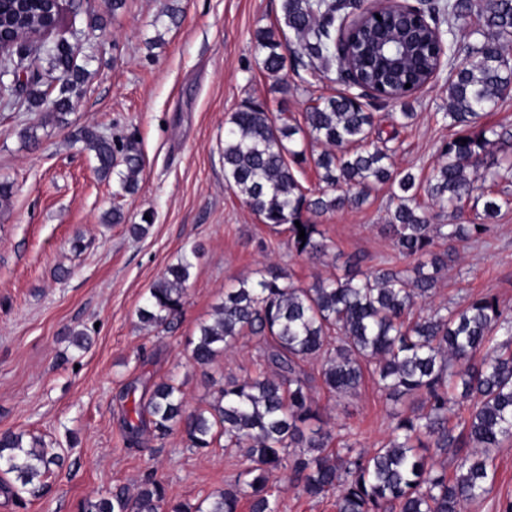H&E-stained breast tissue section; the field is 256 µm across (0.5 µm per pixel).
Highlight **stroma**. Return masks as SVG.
Wrapping results in <instances>:
<instances>
[{
    "instance_id": "1",
    "label": "stroma",
    "mask_w": 512,
    "mask_h": 512,
    "mask_svg": "<svg viewBox=\"0 0 512 512\" xmlns=\"http://www.w3.org/2000/svg\"><path fill=\"white\" fill-rule=\"evenodd\" d=\"M65 22L84 27L99 15L91 76L68 122L39 132L29 145L21 130L33 114L0 107V181L12 183L10 209L0 211V433L42 438L65 456L43 496L27 502L0 488V512H77L80 501L118 490L135 493L152 475L178 501L196 503L233 483L247 461L240 451L214 445L200 453L179 432L165 439L144 435L128 446L123 420L127 386L150 393L168 378L183 381L189 407L208 401L226 378L256 370L255 342L237 346L205 367L192 366L186 344L210 319L225 289L268 271H290L294 283L343 275L350 256L362 271L392 260L384 232L388 187L373 191L362 208L349 206L317 217L331 248L307 260L288 250L286 235L261 224L224 182L225 122L248 99L265 103L273 118H300L312 100L341 92L326 75L299 69L267 73L255 54L257 29L276 23L280 0H62ZM176 8V19L165 15ZM463 53L446 61L437 79L410 105L375 102L377 129L391 132L394 116L411 112L392 146L394 171L430 176L451 129L448 78ZM288 81L281 98L274 87ZM93 126L132 143L142 158L139 189L122 199L124 219L102 223L115 186L99 179L92 156L75 140ZM146 234L131 225L144 214ZM81 240L82 251L72 243ZM199 247L179 317L168 326H146L137 310L168 265ZM455 260L442 271L434 304L495 297L512 313V209L502 211L491 236L455 243ZM89 344L77 351L73 331ZM312 396L323 410L332 449L353 444L365 452L391 437L394 404L373 380L357 395L337 400L321 384ZM490 493L467 512H498L512 499V441L494 451Z\"/></svg>"
}]
</instances>
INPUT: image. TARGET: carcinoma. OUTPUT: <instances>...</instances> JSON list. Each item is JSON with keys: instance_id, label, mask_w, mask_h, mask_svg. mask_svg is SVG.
<instances>
[{"instance_id": "carcinoma-1", "label": "carcinoma", "mask_w": 512, "mask_h": 512, "mask_svg": "<svg viewBox=\"0 0 512 512\" xmlns=\"http://www.w3.org/2000/svg\"><path fill=\"white\" fill-rule=\"evenodd\" d=\"M346 8L343 0H281L277 25L255 34L263 69L279 73L290 58L305 70H336V34ZM428 10L442 36L423 29L417 53L399 72L363 68L364 83L405 102L451 54L458 29H469L474 38L466 49L478 62L448 81V111L442 117L458 132L439 148L442 161L426 179L427 202L418 200L415 175L399 177L392 170L387 141L397 139L398 131L387 141L374 134L375 115L358 93L318 99L295 125L276 123L255 101L231 114L224 130V181L263 224L288 233V249L311 259L326 254L330 244L313 218L347 202L361 206L377 186L388 184L397 205L385 229L397 258L416 263L364 273L350 257L343 275L308 288L295 286L292 274L281 269L224 292L188 342L193 363L209 365L248 338L259 346L262 367L227 378L205 407L193 411L173 377L155 384L146 399L134 398L132 389L125 394L134 414L126 423L129 445L139 442L148 424L159 438L180 430L187 447L200 451L222 439L224 447L248 459L223 491L197 504H172L170 512H239L244 497L250 512H278L276 489L282 482L310 499L336 494L337 512H464L491 490L490 453L512 440V318L503 316L494 297L454 307L426 302L440 271L454 261L452 252L432 250L434 239L488 236L502 209L512 206V195L499 188L501 171L512 170V127H477L485 111L512 95V0H446ZM3 24L20 40L4 61L26 75L4 95L39 114L38 122L21 132L36 146L38 128L66 122L91 72L77 64L75 47L66 39L47 46L27 39L43 25L35 0L3 16ZM307 140L323 147L313 164L326 191L316 197L297 177L307 162ZM75 141L94 155L99 176L115 177L116 195L138 190L141 162L131 146L89 126ZM338 189L343 194H336ZM470 202L482 207L473 221L429 223L426 208L448 209L458 219ZM196 255L197 248H191L152 285L138 309L141 323L162 325L180 313ZM497 332L505 336L498 349L475 359ZM312 361L321 363L323 387L334 396L356 395L369 373L389 400L404 404L395 413L388 444L369 454L348 443L343 454L327 451L331 435L319 426L313 378L304 369ZM461 400L470 402L468 416L452 426L448 411ZM432 448L467 452L450 475L435 468ZM62 465L61 455L48 451L42 440L0 433V472L13 477L17 499L41 497L46 479ZM166 500V487L149 477L135 496L119 491L86 499L79 512H160Z\"/></svg>"}]
</instances>
